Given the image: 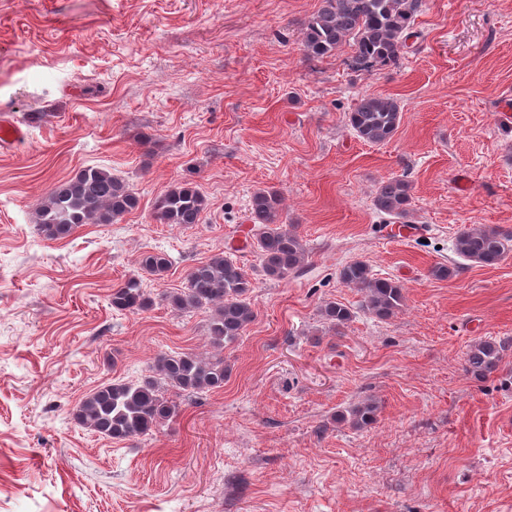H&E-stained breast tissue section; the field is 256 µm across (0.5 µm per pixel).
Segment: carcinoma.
<instances>
[{"mask_svg":"<svg viewBox=\"0 0 512 512\" xmlns=\"http://www.w3.org/2000/svg\"><path fill=\"white\" fill-rule=\"evenodd\" d=\"M423 0H321L320 8L302 28L304 53L312 58L330 57L345 45L352 48L351 67L371 71L398 64L413 48L411 39L422 37L415 30ZM401 111L390 97L362 96L348 113L357 137L370 144L389 141L399 127ZM412 185L402 175L382 182L374 196L375 209L392 219L403 220L410 213ZM138 197L130 185L112 172L87 166L52 187L34 212V223L44 238L59 240L81 224H114L136 209ZM207 204L190 181H180L160 194L153 205L158 224H200ZM250 220L261 272L272 280L301 276L306 271L307 248L294 224L286 223L283 198L273 188L261 189L251 198ZM512 251V233L498 228L465 226L455 238V252L464 259L485 266L499 264ZM169 256L146 251L138 260L137 272L112 288V308L131 313L144 311L153 300L142 288V277L163 279L171 267ZM339 279L358 289L362 306L380 318H389L404 304L403 287L376 277L369 266L353 260L339 270ZM254 284L232 257L218 253L193 267L186 287L165 295L177 312H210L209 336L215 348L235 340L256 317L250 294ZM324 320L335 330L352 319L346 306L328 302L321 307ZM504 344L481 339L469 347L466 371L483 378L496 370ZM227 368L224 356H202L194 352L165 354L157 358L153 374L137 382L104 385L88 395L74 414L90 431L117 441L146 436L178 415L179 405L168 396L200 394L224 387ZM377 406L361 403L345 409L337 420L362 429L376 420Z\"/></svg>","mask_w":512,"mask_h":512,"instance_id":"1","label":"carcinoma"}]
</instances>
